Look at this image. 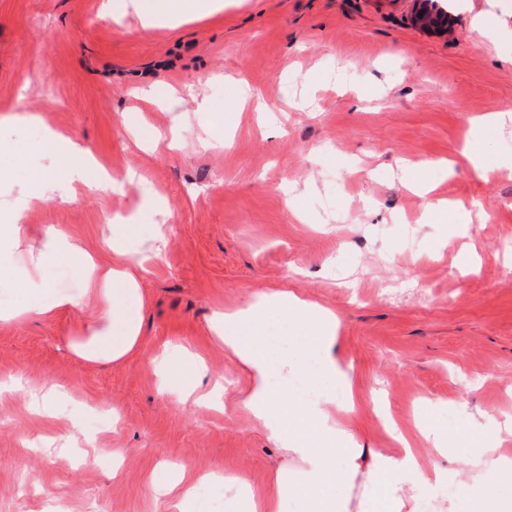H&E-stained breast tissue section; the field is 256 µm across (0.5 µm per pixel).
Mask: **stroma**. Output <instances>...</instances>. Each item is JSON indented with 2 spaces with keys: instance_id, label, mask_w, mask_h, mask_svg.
<instances>
[{
  "instance_id": "stroma-1",
  "label": "stroma",
  "mask_w": 512,
  "mask_h": 512,
  "mask_svg": "<svg viewBox=\"0 0 512 512\" xmlns=\"http://www.w3.org/2000/svg\"><path fill=\"white\" fill-rule=\"evenodd\" d=\"M102 0H0V224L29 174L62 169L31 151L43 128L88 148L115 178L156 193L167 245L142 277L141 341L120 362L75 355L88 315L0 320V380L63 387L71 417L0 398V512H174L150 482L162 463L240 474L268 490L287 458L249 417L247 369L212 336L215 313L291 291L333 311V354L352 368L362 448L395 450L384 421L444 431L439 463L457 479L482 436L512 423V174L476 177L461 157L471 116L512 111V0H456L451 37L409 20V0H224L214 16L142 27ZM494 11L498 38L478 17ZM267 101L308 108L258 121L235 110L236 81ZM154 87V100L139 98ZM222 104L211 114L187 87ZM180 143L142 149L122 116ZM420 175L431 195L413 191ZM486 214L426 224L429 199ZM138 186L71 192L60 183L22 216L111 260ZM473 244L467 264L458 248ZM183 347L224 382V408L176 402L158 357ZM116 407L119 424L94 411ZM124 453L120 469L107 449Z\"/></svg>"
}]
</instances>
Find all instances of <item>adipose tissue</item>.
Listing matches in <instances>:
<instances>
[{
    "label": "adipose tissue",
    "instance_id": "1",
    "mask_svg": "<svg viewBox=\"0 0 512 512\" xmlns=\"http://www.w3.org/2000/svg\"><path fill=\"white\" fill-rule=\"evenodd\" d=\"M118 9L122 15H132L143 24L152 25L200 12L216 14L223 11L224 3L121 0ZM511 123V112L474 120L472 136L463 154L476 174L486 171L482 149L486 132ZM42 143L51 152L66 157L67 163L62 172H39L22 186L12 202L14 213H22L35 200L53 191L58 180L90 191L109 180L107 169L98 159L71 138L47 129ZM0 234L12 249L10 261L19 282L30 293L22 314L93 308L97 317L89 327V338L74 346L75 353L89 361L118 362L137 347L143 304L140 269L147 254H159L165 246L164 225L151 224L149 236L153 244L147 252L142 251L134 237L113 238L112 260L108 263L99 262L87 249L56 230L43 233L41 248L35 254L21 249L30 234L25 225H7ZM54 261L73 267L84 283L81 295L52 291L43 268ZM282 315L292 322L296 339L275 360L257 326ZM210 329L251 374L252 386L245 400L249 414L264 425L270 438L297 463L293 471H279L273 489L260 494L251 489L245 477L225 476V507L240 506L244 512H402L406 500L422 485L447 480L448 472L441 466L424 470L419 449L407 443L396 456L375 452L364 457L352 432L356 419L353 378L332 355L336 319L321 307L291 292L262 293L245 308L217 314ZM306 336L317 339L325 383L316 387L302 407L289 410L280 406L278 398L302 378L303 361L308 356L302 342ZM204 370L203 361L189 352L161 361L163 382L177 401L192 399L210 408L216 401L214 393H194V382ZM506 478L512 480V458L484 446L471 461L468 480L459 482L458 493L480 502L491 501L499 483ZM357 486L362 487L363 493L354 501L350 492Z\"/></svg>",
    "mask_w": 512,
    "mask_h": 512
}]
</instances>
